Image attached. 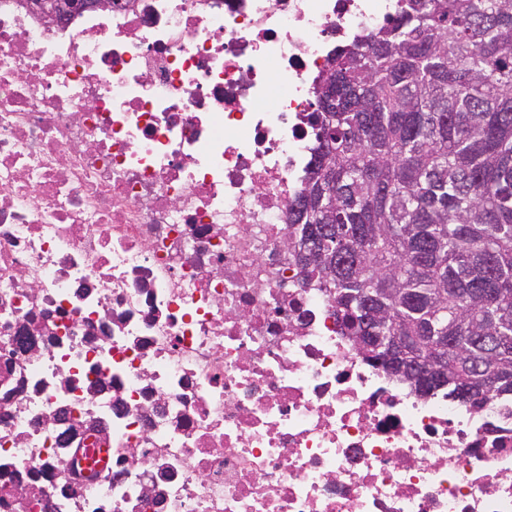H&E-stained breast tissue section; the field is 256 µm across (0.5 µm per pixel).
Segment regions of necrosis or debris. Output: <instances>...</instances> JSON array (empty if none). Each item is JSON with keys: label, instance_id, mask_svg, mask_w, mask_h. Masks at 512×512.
Returning a JSON list of instances; mask_svg holds the SVG:
<instances>
[{"label": "necrosis or debris", "instance_id": "4bbe7bcc", "mask_svg": "<svg viewBox=\"0 0 512 512\" xmlns=\"http://www.w3.org/2000/svg\"><path fill=\"white\" fill-rule=\"evenodd\" d=\"M396 0H0V512H512V399L302 284L315 84ZM114 0H30L26 5L50 25L60 26L78 11L93 8L112 10Z\"/></svg>", "mask_w": 512, "mask_h": 512}]
</instances>
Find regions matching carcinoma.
<instances>
[{"label": "carcinoma", "instance_id": "obj_1", "mask_svg": "<svg viewBox=\"0 0 512 512\" xmlns=\"http://www.w3.org/2000/svg\"><path fill=\"white\" fill-rule=\"evenodd\" d=\"M315 98L303 285L416 392L512 397V0H399Z\"/></svg>", "mask_w": 512, "mask_h": 512}]
</instances>
